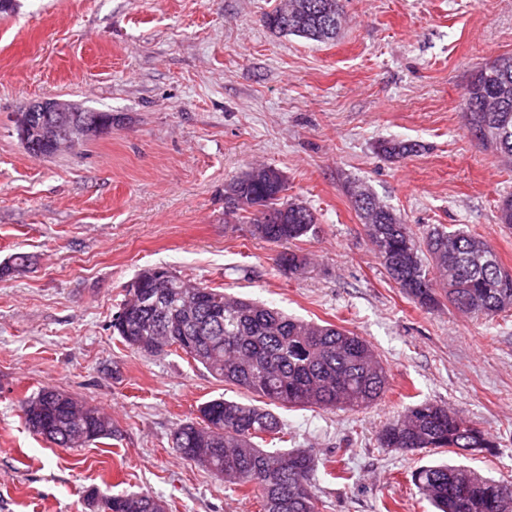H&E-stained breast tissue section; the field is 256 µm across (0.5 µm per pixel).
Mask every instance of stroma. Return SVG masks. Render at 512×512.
I'll list each match as a JSON object with an SVG mask.
<instances>
[{
  "label": "stroma",
  "instance_id": "1",
  "mask_svg": "<svg viewBox=\"0 0 512 512\" xmlns=\"http://www.w3.org/2000/svg\"><path fill=\"white\" fill-rule=\"evenodd\" d=\"M280 0H15L0 13V512H89L85 495L146 492L167 512H258L170 443L205 401H251L182 352L139 353L113 334L125 289L148 267L329 322L370 342L389 385L371 410L279 409L319 461L321 512H433L411 471L456 463L445 449L381 448L410 398L449 406L497 443L469 466L512 481V311H427L391 281L343 185L356 181L416 233L441 224L487 237L512 269L497 222L512 164L462 127L478 67L512 53V0H345L335 40L266 28ZM61 96L112 115L77 152L36 158L14 118ZM415 144L393 161L384 140ZM257 163L316 217L297 242L310 265L277 270L247 220L224 221V188ZM56 387L112 416L114 435L57 447L19 403ZM348 467V483L328 472Z\"/></svg>",
  "mask_w": 512,
  "mask_h": 512
}]
</instances>
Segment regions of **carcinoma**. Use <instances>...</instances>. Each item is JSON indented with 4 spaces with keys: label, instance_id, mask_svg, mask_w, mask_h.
<instances>
[{
    "label": "carcinoma",
    "instance_id": "obj_1",
    "mask_svg": "<svg viewBox=\"0 0 512 512\" xmlns=\"http://www.w3.org/2000/svg\"><path fill=\"white\" fill-rule=\"evenodd\" d=\"M326 0H288L300 7L298 18L286 24L278 11L262 22L285 36L317 42L336 38L344 15L342 0L325 18L319 5ZM464 129L488 125L494 142L484 145L512 160V54L485 64L472 76L461 103ZM379 151L403 159L415 145L384 140ZM258 165L234 178L225 192L240 198L228 212L246 213L254 236L281 251L275 266L288 261V274L306 271V255L293 242L316 231L317 218L305 204L285 197V176L256 175ZM366 206L355 207L363 231L387 276L422 308L440 304V297L470 316L491 317L512 310V276L492 245L481 235L442 225L419 237L391 208L365 191ZM498 223L512 228V195L499 201ZM31 263L25 253L12 255L0 266V278ZM162 291L150 274L126 291L122 319L112 318L113 332L130 348L160 355L176 347L214 378L260 399V404L218 397L202 403L196 421L173 431L172 448L230 485L246 486L260 512H320L322 502L313 483L317 459L308 450L287 443L277 408H318L359 411L382 398L388 388L386 366L371 344L356 333L288 316L262 303L222 288L170 274L167 296L152 305ZM28 428L48 435L60 448H81L113 436L112 418L93 406L95 422L85 439L82 404L72 395L44 387L20 403ZM379 445L401 453L448 448L464 456L482 453L496 443L459 412L433 402L407 407L386 424ZM275 450H269V447ZM412 482L437 512H512V482L496 480L464 465H423L411 472ZM97 512H153L159 499L148 493L90 494Z\"/></svg>",
    "mask_w": 512,
    "mask_h": 512
}]
</instances>
